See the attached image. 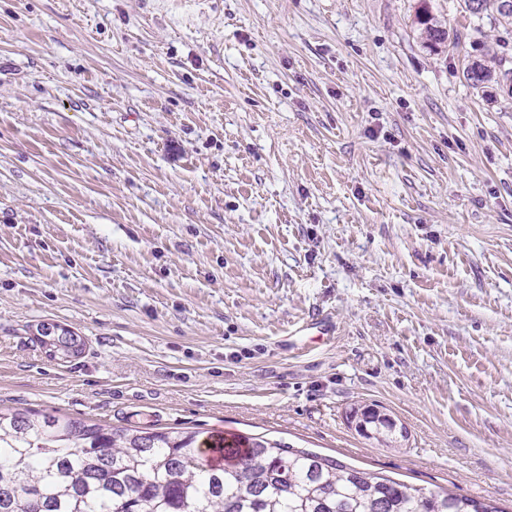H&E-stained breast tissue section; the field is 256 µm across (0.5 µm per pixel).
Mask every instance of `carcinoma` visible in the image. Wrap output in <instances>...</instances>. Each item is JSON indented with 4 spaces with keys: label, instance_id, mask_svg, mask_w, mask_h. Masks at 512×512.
<instances>
[{
    "label": "carcinoma",
    "instance_id": "carcinoma-1",
    "mask_svg": "<svg viewBox=\"0 0 512 512\" xmlns=\"http://www.w3.org/2000/svg\"><path fill=\"white\" fill-rule=\"evenodd\" d=\"M464 10L501 30L494 45L477 38L463 69L478 92L512 87V0H462ZM422 46L461 47L462 35L425 5L416 11ZM37 332L52 359L79 356L85 340L54 322ZM394 422L373 423L368 439L405 437ZM206 455L192 431L114 428L33 409H0V512H503L476 500L349 467L263 436Z\"/></svg>",
    "mask_w": 512,
    "mask_h": 512
}]
</instances>
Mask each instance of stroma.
<instances>
[{
	"label": "stroma",
	"mask_w": 512,
	"mask_h": 512,
	"mask_svg": "<svg viewBox=\"0 0 512 512\" xmlns=\"http://www.w3.org/2000/svg\"><path fill=\"white\" fill-rule=\"evenodd\" d=\"M416 6L0 0V406L512 512V98ZM372 404L401 446L348 423ZM424 5L416 11V24L418 25L419 36L422 46L433 52L442 51L452 45L453 48L459 49L462 44V35L457 31L450 34L447 27L429 11ZM48 325L58 329L57 336H44L40 329ZM36 339L40 345L46 349L48 356L52 359L60 361H68V358L80 356L85 348V340L82 336H79L74 331L61 326L54 322H42L36 328ZM53 340L50 342L49 340ZM79 343V349L75 352H71L70 348L75 344ZM388 421L387 418L381 419L378 424L372 423L369 427L370 433L361 432L355 428L357 432L368 439H374L378 443L389 445L392 442H396L398 437L405 438L406 431L404 427L400 426L397 428L396 422L384 423Z\"/></svg>",
	"instance_id": "obj_1"
}]
</instances>
